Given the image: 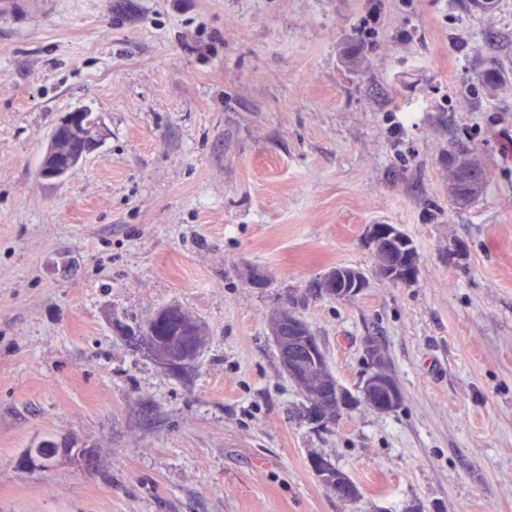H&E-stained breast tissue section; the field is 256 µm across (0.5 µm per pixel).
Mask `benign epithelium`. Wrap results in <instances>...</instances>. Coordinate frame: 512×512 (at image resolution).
Here are the masks:
<instances>
[{"instance_id": "7a95c632", "label": "benign epithelium", "mask_w": 512, "mask_h": 512, "mask_svg": "<svg viewBox=\"0 0 512 512\" xmlns=\"http://www.w3.org/2000/svg\"><path fill=\"white\" fill-rule=\"evenodd\" d=\"M87 125V112H66L60 117L53 134L75 132ZM398 238L400 235L391 224H374L370 229V240L375 254L385 258L380 263V273L397 283L412 282L418 273V256L409 247L399 252L393 250L390 241ZM367 285V277L362 271L339 266L322 281L321 291L330 297L348 300L360 294ZM271 335L288 376L297 384L307 381L314 372L312 357L321 350L316 337L288 309L281 311L277 324L271 329ZM149 347L158 361L168 367L190 363L194 353L199 351V344L193 336H184L180 342L167 347L151 339ZM366 356L368 372L359 395L355 396L338 383L324 379L320 385V397L312 399V412L315 417L336 419L361 402L380 413L390 412L398 406L400 390L387 369L382 353L375 345L370 344L366 347ZM312 467L321 480L332 483L338 497L346 500L357 497L356 486L341 472L334 470L329 461L316 458Z\"/></svg>"}]
</instances>
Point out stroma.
<instances>
[{"label":"stroma","instance_id":"stroma-1","mask_svg":"<svg viewBox=\"0 0 512 512\" xmlns=\"http://www.w3.org/2000/svg\"><path fill=\"white\" fill-rule=\"evenodd\" d=\"M78 109L101 143L44 181ZM454 142L492 175L467 207ZM381 222L415 283L375 274ZM166 305L207 332L179 371L118 331ZM289 305L350 392L376 344L400 407L312 418ZM0 512H512V0H0ZM368 280L365 274L347 266L333 269L322 281L321 291L327 296L339 300H348L360 294L367 288ZM270 330L288 376L303 384L314 372L310 355L316 362L315 356L321 350L316 337L289 309L281 310L277 324ZM312 467L322 481L332 483V486L335 487L334 492L338 497L346 500H352L357 497L356 486L337 469L335 472L329 461L324 458H315L312 462Z\"/></svg>","mask_w":512,"mask_h":512}]
</instances>
